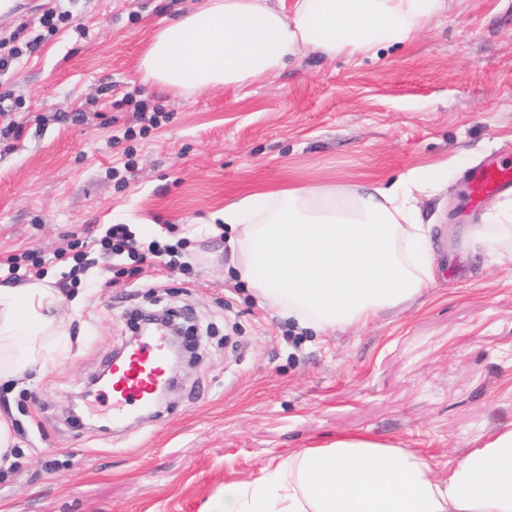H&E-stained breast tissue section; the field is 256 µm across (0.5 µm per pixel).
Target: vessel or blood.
I'll return each instance as SVG.
<instances>
[{"instance_id": "obj_1", "label": "vessel or blood", "mask_w": 512, "mask_h": 512, "mask_svg": "<svg viewBox=\"0 0 512 512\" xmlns=\"http://www.w3.org/2000/svg\"><path fill=\"white\" fill-rule=\"evenodd\" d=\"M469 183L473 195L498 194L512 187V168L485 162L472 169ZM165 378V351L158 340L142 341L129 350L113 364L111 377L103 386V394L112 404L113 418H120L132 405H146Z\"/></svg>"}]
</instances>
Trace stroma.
I'll return each instance as SVG.
<instances>
[{
    "instance_id": "1",
    "label": "stroma",
    "mask_w": 512,
    "mask_h": 512,
    "mask_svg": "<svg viewBox=\"0 0 512 512\" xmlns=\"http://www.w3.org/2000/svg\"><path fill=\"white\" fill-rule=\"evenodd\" d=\"M196 0H31L0 38L38 49L0 71V257L34 251L50 312L42 374L0 386L15 443L0 464V512H221L224 485L254 483L288 454L367 432L424 456L435 479L512 426V261L468 251L486 204L471 168L512 165V0H460L449 18L379 57L311 53L249 86L174 96L142 83L161 18ZM67 12L41 34L47 9ZM161 108L123 139L125 93ZM133 161L125 184L113 169ZM432 164L418 196L439 267L415 302L320 332L264 307L227 272L226 237L202 232L242 195L325 183L378 185ZM126 224L138 241L186 239L184 267L133 268L88 250L55 261L85 228ZM140 310L177 314L194 355L160 412L106 428L72 416Z\"/></svg>"
}]
</instances>
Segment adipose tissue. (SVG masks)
I'll return each instance as SVG.
<instances>
[{
	"mask_svg": "<svg viewBox=\"0 0 512 512\" xmlns=\"http://www.w3.org/2000/svg\"><path fill=\"white\" fill-rule=\"evenodd\" d=\"M453 0H200L158 24L143 82L175 94L245 87L307 52L374 56L399 47ZM448 168L429 165L385 186L325 184L242 196L215 214L228 225L233 269L262 304L330 329L417 300L436 277L417 195ZM472 248L512 260V193L487 208ZM56 297L38 286L0 290V382L47 361ZM224 512H512V427L489 435L444 481L416 452L347 434L291 453L258 482L224 486Z\"/></svg>",
	"mask_w": 512,
	"mask_h": 512,
	"instance_id": "1",
	"label": "adipose tissue"
}]
</instances>
